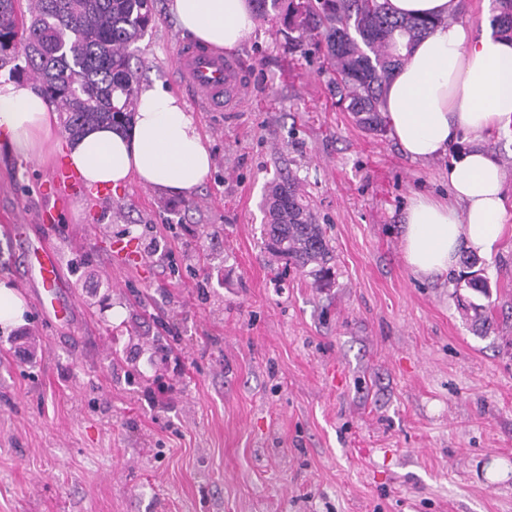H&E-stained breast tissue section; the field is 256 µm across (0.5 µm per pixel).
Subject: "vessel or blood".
Listing matches in <instances>:
<instances>
[{"mask_svg":"<svg viewBox=\"0 0 512 512\" xmlns=\"http://www.w3.org/2000/svg\"><path fill=\"white\" fill-rule=\"evenodd\" d=\"M178 73L185 84L194 89L205 105L215 107L233 96L238 86L235 62L203 47L180 43ZM22 264L26 274L38 278L44 291L37 296L38 308L54 307L62 317H70L72 306L58 286L61 264L54 249L46 244L27 243L22 248Z\"/></svg>","mask_w":512,"mask_h":512,"instance_id":"vessel-or-blood-1","label":"vessel or blood"}]
</instances>
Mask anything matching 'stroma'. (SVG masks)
Returning a JSON list of instances; mask_svg holds the SVG:
<instances>
[{
    "label": "stroma",
    "mask_w": 512,
    "mask_h": 512,
    "mask_svg": "<svg viewBox=\"0 0 512 512\" xmlns=\"http://www.w3.org/2000/svg\"><path fill=\"white\" fill-rule=\"evenodd\" d=\"M134 46L196 118L211 171L191 195L78 187L40 223L54 166L0 146V512H512V245L417 278L401 227L448 161H414L338 105L325 48L258 18L230 54L239 105L176 77L184 36L156 0ZM296 179L332 284L267 253L270 182ZM47 239L74 306L33 305L16 237ZM484 304L480 334L464 307ZM26 310V303L14 284L0 279V330L24 324Z\"/></svg>",
    "instance_id": "1"
}]
</instances>
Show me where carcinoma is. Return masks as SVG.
<instances>
[{
	"mask_svg": "<svg viewBox=\"0 0 512 512\" xmlns=\"http://www.w3.org/2000/svg\"><path fill=\"white\" fill-rule=\"evenodd\" d=\"M261 16L283 20L298 37L316 30L334 67L339 100L363 128L382 132L385 80L406 57L397 39L412 42L434 22L396 18L383 0H254ZM491 25L512 35V0H491ZM155 21V0H0V70L21 72L23 58L39 88L60 112L64 131L78 136L99 124L122 127L137 106L139 78L132 47ZM264 245L319 284L332 249L321 225L288 178L274 181L265 198Z\"/></svg>",
	"mask_w": 512,
	"mask_h": 512,
	"instance_id": "1",
	"label": "carcinoma"
}]
</instances>
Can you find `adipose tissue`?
<instances>
[{
    "label": "adipose tissue",
    "mask_w": 512,
    "mask_h": 512,
    "mask_svg": "<svg viewBox=\"0 0 512 512\" xmlns=\"http://www.w3.org/2000/svg\"><path fill=\"white\" fill-rule=\"evenodd\" d=\"M398 16L435 25L402 49L405 63L383 88L381 110L403 154L424 161L451 155L448 196L415 195L404 215L402 250L418 277H446L461 250L495 253L503 239L506 199L500 164L482 142L512 137V39L448 22L452 0H387ZM185 35L218 50L238 48L255 30L252 0H170ZM0 144L21 159L59 155L90 186L130 180L186 196L206 180L212 156L184 100L161 82L141 84L133 121L65 138L38 88L0 77Z\"/></svg>",
    "instance_id": "ef3b65f1"
}]
</instances>
